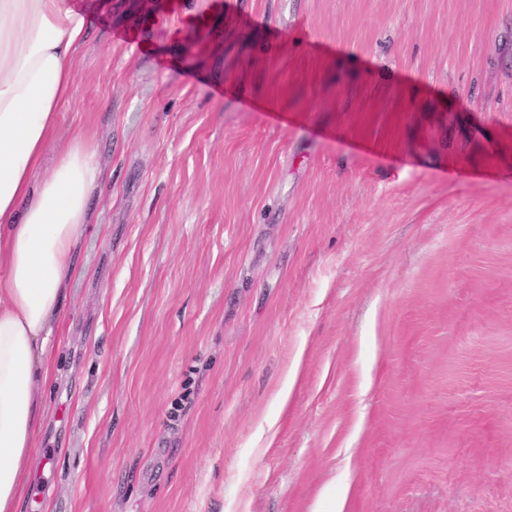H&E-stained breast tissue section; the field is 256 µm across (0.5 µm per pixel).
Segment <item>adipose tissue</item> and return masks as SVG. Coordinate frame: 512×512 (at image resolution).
<instances>
[{"instance_id": "1", "label": "adipose tissue", "mask_w": 512, "mask_h": 512, "mask_svg": "<svg viewBox=\"0 0 512 512\" xmlns=\"http://www.w3.org/2000/svg\"><path fill=\"white\" fill-rule=\"evenodd\" d=\"M85 35V16L66 0H0V512H20L61 286L85 274L74 254L101 170L89 140H55Z\"/></svg>"}]
</instances>
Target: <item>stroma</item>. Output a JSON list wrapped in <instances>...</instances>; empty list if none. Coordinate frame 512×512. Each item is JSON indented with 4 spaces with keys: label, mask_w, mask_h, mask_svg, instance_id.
Listing matches in <instances>:
<instances>
[{
    "label": "stroma",
    "mask_w": 512,
    "mask_h": 512,
    "mask_svg": "<svg viewBox=\"0 0 512 512\" xmlns=\"http://www.w3.org/2000/svg\"><path fill=\"white\" fill-rule=\"evenodd\" d=\"M230 2L69 0L102 177L21 512H512V0ZM162 5L157 13V23L164 20L173 22L174 28L170 30L171 36L176 37L182 28L193 27L199 24L198 15L190 9L188 0H161ZM114 38H118L126 45L133 47L138 57H150L153 52V47L147 39V32L144 30H125L119 35L112 32Z\"/></svg>",
    "instance_id": "obj_1"
}]
</instances>
